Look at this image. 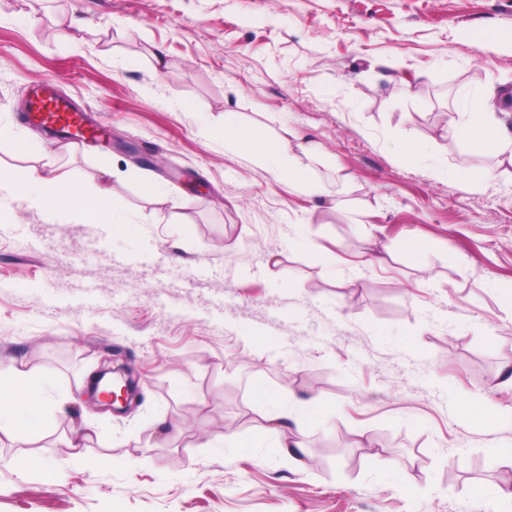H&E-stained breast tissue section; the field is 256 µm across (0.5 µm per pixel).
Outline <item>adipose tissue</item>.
<instances>
[{"label":"adipose tissue","instance_id":"obj_1","mask_svg":"<svg viewBox=\"0 0 512 512\" xmlns=\"http://www.w3.org/2000/svg\"><path fill=\"white\" fill-rule=\"evenodd\" d=\"M469 122L448 127L449 134L464 139L471 152L493 154L512 161V133L489 120L484 105L468 100ZM224 139L233 147L269 168L289 186L316 192L317 186L298 158L291 154L288 138L268 135L258 127L224 123ZM0 189L23 193L30 207L47 209L78 224H106L112 217V195L108 189L88 191L68 178L51 172L31 171L23 182H16L0 171ZM42 386L27 371L9 365L0 369V421L18 420L29 413L30 403L42 400Z\"/></svg>","mask_w":512,"mask_h":512}]
</instances>
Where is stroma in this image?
<instances>
[{"label":"stroma","instance_id":"35a3bbf8","mask_svg":"<svg viewBox=\"0 0 512 512\" xmlns=\"http://www.w3.org/2000/svg\"><path fill=\"white\" fill-rule=\"evenodd\" d=\"M41 79L111 145L28 123ZM508 93L512 0H0V170L109 188L134 221L0 192V364L56 402L0 427V512H512V426L468 415L512 407V165L447 133L472 97L512 132ZM228 112L315 144L321 197L225 146ZM106 356L127 413L76 388ZM290 394L300 464L259 431ZM119 373L121 379L124 382V385L121 389V394L117 395L114 392L103 393L101 395L102 404L98 408L100 411H112L115 413H125L128 410V407L132 400H135L138 393V386L135 380L130 376V374H125L124 369L119 367H112V361L104 360L100 369L95 372V377L97 379V383H99L107 374H116ZM123 376V377H122ZM120 397V398H119ZM116 400H120L122 403L121 408L114 407V403Z\"/></svg>","mask_w":512,"mask_h":512}]
</instances>
